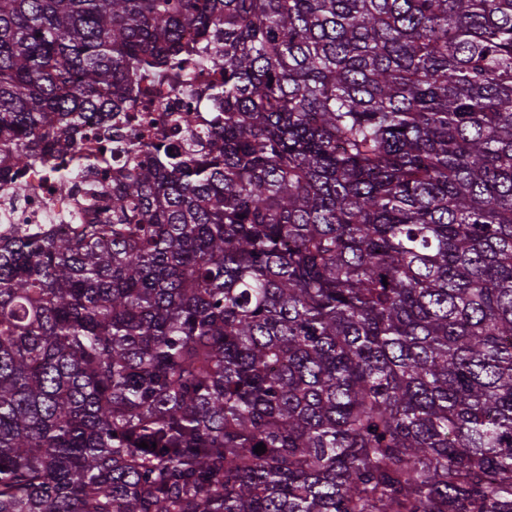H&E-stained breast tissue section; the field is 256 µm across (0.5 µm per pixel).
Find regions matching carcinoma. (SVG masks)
<instances>
[{"label": "carcinoma", "instance_id": "1", "mask_svg": "<svg viewBox=\"0 0 512 512\" xmlns=\"http://www.w3.org/2000/svg\"><path fill=\"white\" fill-rule=\"evenodd\" d=\"M196 55L0 235V512H512V0H0V190ZM199 69L191 64L169 80L154 85L148 95L131 105L124 123L112 124L111 174L115 175L130 162L122 148L127 141H146L160 129L172 133L173 139L180 141L188 135L182 134L184 117H193L199 124L206 121L208 112L214 111L216 105L200 90H196ZM27 192L23 196L0 194V219L4 224H50V231H69L65 216L78 203L66 191L56 189L38 164L25 170Z\"/></svg>", "mask_w": 512, "mask_h": 512}]
</instances>
